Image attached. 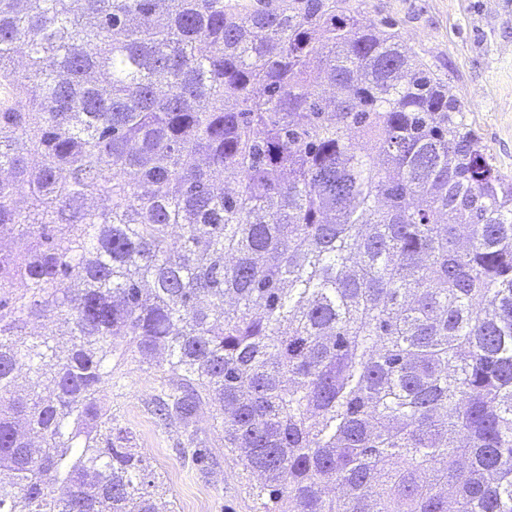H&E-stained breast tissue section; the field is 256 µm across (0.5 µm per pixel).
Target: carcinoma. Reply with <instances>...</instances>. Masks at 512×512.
Listing matches in <instances>:
<instances>
[{
    "mask_svg": "<svg viewBox=\"0 0 512 512\" xmlns=\"http://www.w3.org/2000/svg\"><path fill=\"white\" fill-rule=\"evenodd\" d=\"M0 512H173L158 368L257 512H512V182L352 0H0ZM129 350L124 360L112 361V375L122 379L124 387L112 391V406L121 426L129 428L137 450L157 473L159 482L169 490L166 500L173 502L174 512H254L252 484L236 456L224 451L217 434L208 435L206 463H197L196 448H182V428L156 424L148 402L162 387L159 373L147 370L133 358ZM213 474H212V472Z\"/></svg>",
    "mask_w": 512,
    "mask_h": 512,
    "instance_id": "carcinoma-1",
    "label": "carcinoma"
}]
</instances>
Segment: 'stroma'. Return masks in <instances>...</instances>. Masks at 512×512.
Wrapping results in <instances>:
<instances>
[{
    "label": "stroma",
    "instance_id": "stroma-1",
    "mask_svg": "<svg viewBox=\"0 0 512 512\" xmlns=\"http://www.w3.org/2000/svg\"><path fill=\"white\" fill-rule=\"evenodd\" d=\"M371 21L394 31L437 74L461 104L499 174L512 180V0H359ZM123 387L106 399L120 425L169 491L174 512H254L253 480L218 435L208 437L206 463L181 447L182 430L156 424L148 402L158 373L133 358L114 363Z\"/></svg>",
    "mask_w": 512,
    "mask_h": 512
}]
</instances>
